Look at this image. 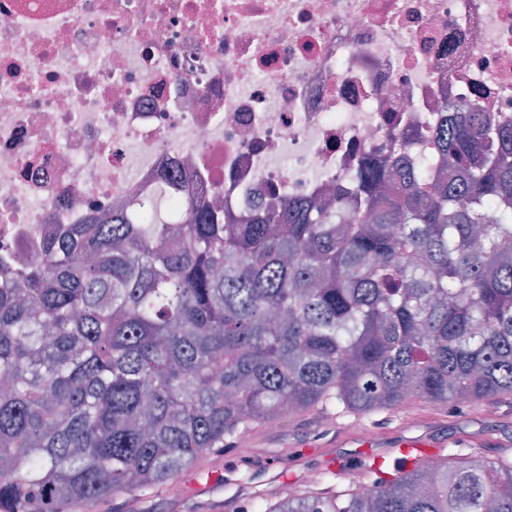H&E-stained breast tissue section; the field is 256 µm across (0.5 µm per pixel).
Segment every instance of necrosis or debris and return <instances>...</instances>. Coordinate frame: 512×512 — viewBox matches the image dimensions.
<instances>
[{"mask_svg":"<svg viewBox=\"0 0 512 512\" xmlns=\"http://www.w3.org/2000/svg\"><path fill=\"white\" fill-rule=\"evenodd\" d=\"M475 101L512 119V0H0V253L347 191Z\"/></svg>","mask_w":512,"mask_h":512,"instance_id":"4bbe7bcc","label":"necrosis or debris"}]
</instances>
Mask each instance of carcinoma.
I'll return each instance as SVG.
<instances>
[{"instance_id":"cac0c4a2","label":"carcinoma","mask_w":512,"mask_h":512,"mask_svg":"<svg viewBox=\"0 0 512 512\" xmlns=\"http://www.w3.org/2000/svg\"><path fill=\"white\" fill-rule=\"evenodd\" d=\"M349 205L206 200L45 243L0 282V512L165 488L253 426L407 399L512 407V121L456 112ZM178 234L180 249L166 246ZM512 512V459L385 460L253 512Z\"/></svg>"}]
</instances>
